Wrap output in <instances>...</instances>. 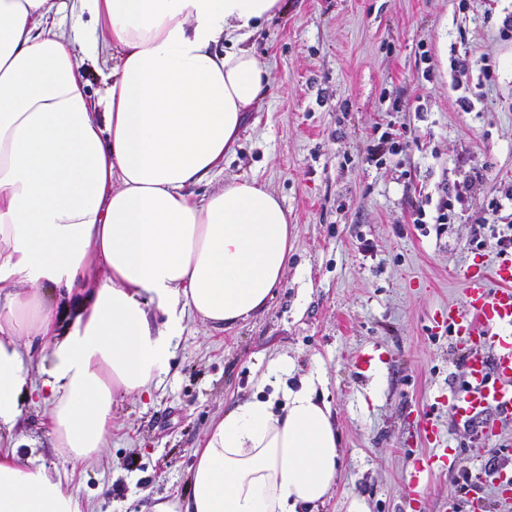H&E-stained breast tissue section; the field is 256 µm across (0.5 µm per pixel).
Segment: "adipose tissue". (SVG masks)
Masks as SVG:
<instances>
[{
    "mask_svg": "<svg viewBox=\"0 0 512 512\" xmlns=\"http://www.w3.org/2000/svg\"><path fill=\"white\" fill-rule=\"evenodd\" d=\"M281 7L79 0L94 32L78 55L58 0H0V512H90L66 478L20 462L23 395L44 402L63 456L93 459L117 397L158 385L187 317L230 327L281 286L294 234L279 197L253 178L185 192L223 168L269 86L248 42ZM105 45L98 119L81 64ZM294 371L272 361L273 393L227 406L191 496L152 512H315L343 459L325 372Z\"/></svg>",
    "mask_w": 512,
    "mask_h": 512,
    "instance_id": "ef3b65f1",
    "label": "adipose tissue"
}]
</instances>
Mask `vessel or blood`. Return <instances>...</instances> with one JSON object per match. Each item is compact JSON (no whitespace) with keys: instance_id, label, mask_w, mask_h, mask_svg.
<instances>
[{"instance_id":"b4317fda","label":"vessel or blood","mask_w":512,"mask_h":512,"mask_svg":"<svg viewBox=\"0 0 512 512\" xmlns=\"http://www.w3.org/2000/svg\"><path fill=\"white\" fill-rule=\"evenodd\" d=\"M457 276L465 286V304L434 316L431 327L447 330L465 356V388L449 402L456 421L481 426L489 434L495 421L486 420L487 411H495V420L512 418V252L502 254L491 272L467 267ZM425 432L433 437L434 449L409 474L418 494L426 490L427 474L452 466L457 459L456 449L435 439L433 425H426Z\"/></svg>"}]
</instances>
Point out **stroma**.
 <instances>
[{"label":"stroma","instance_id":"stroma-1","mask_svg":"<svg viewBox=\"0 0 512 512\" xmlns=\"http://www.w3.org/2000/svg\"><path fill=\"white\" fill-rule=\"evenodd\" d=\"M252 39L271 72L221 173L188 193L201 198L234 178H256L283 199L296 238L285 280L261 311L232 328L189 321L151 396L118 399L112 436L96 460L63 458L45 407L22 401L21 462L68 475L91 512H143L149 494L188 495L194 452L227 404L253 398L271 360L327 376L343 465L318 512H440L465 480L487 470L512 419L478 439L448 409L464 377L436 309L465 301L457 271L493 266L496 241L474 243L488 204L512 214V0H283ZM465 71L452 70L454 59ZM491 78H484V71ZM468 97L469 111L457 100ZM398 147L380 160L382 135ZM468 196L449 224L435 216L451 191ZM430 416L454 468L436 473L410 506L405 476Z\"/></svg>","mask_w":512,"mask_h":512}]
</instances>
